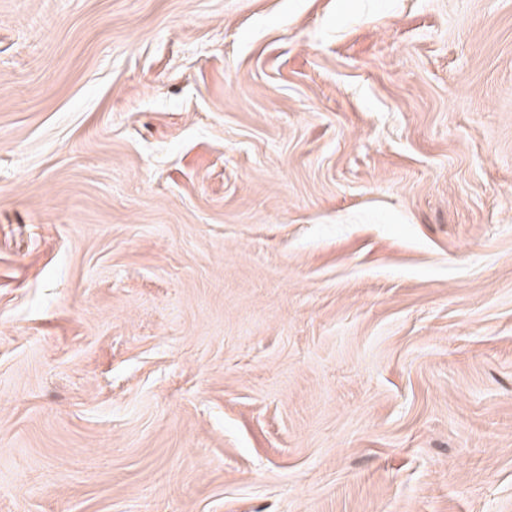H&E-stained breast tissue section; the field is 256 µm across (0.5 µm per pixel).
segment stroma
<instances>
[{"label": "stroma", "mask_w": 512, "mask_h": 512, "mask_svg": "<svg viewBox=\"0 0 512 512\" xmlns=\"http://www.w3.org/2000/svg\"><path fill=\"white\" fill-rule=\"evenodd\" d=\"M0 512H512V0H0Z\"/></svg>", "instance_id": "stroma-1"}]
</instances>
